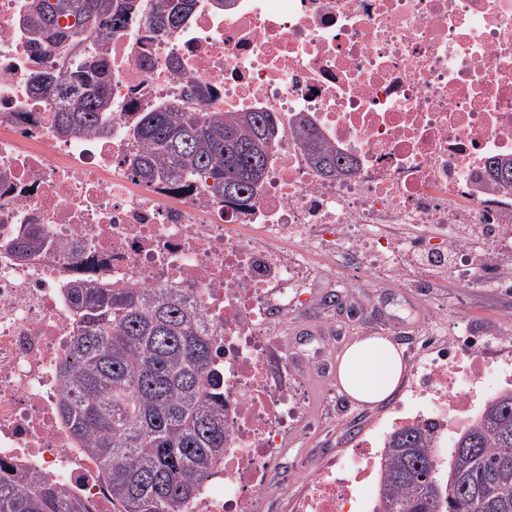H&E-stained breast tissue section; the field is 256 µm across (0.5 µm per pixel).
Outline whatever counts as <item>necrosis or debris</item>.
Returning a JSON list of instances; mask_svg holds the SVG:
<instances>
[{"label":"necrosis or debris","mask_w":512,"mask_h":512,"mask_svg":"<svg viewBox=\"0 0 512 512\" xmlns=\"http://www.w3.org/2000/svg\"><path fill=\"white\" fill-rule=\"evenodd\" d=\"M140 17L104 34L110 132L60 136L55 106L29 87L37 71L67 72L69 47L34 50L22 23L34 0H0V479L61 483L85 512H113L97 461L61 418L57 382L78 323L68 288L79 276L115 288H175L200 308L224 384V455L184 512H387L381 450L395 429L426 425L439 464L481 406L512 389V354L480 339L437 346L373 435L348 453L307 461L291 486L272 473L308 410L278 320L313 269L366 255L395 268L409 251L452 254L470 286V255L512 264V193L483 186L487 161L512 159V0H193L168 33ZM206 85L207 112H272L280 132L246 210L208 180L145 185L132 175L137 113L180 104ZM306 120L358 169L322 176L297 124ZM38 226L42 245L10 244ZM419 229L403 236L406 226ZM77 246L71 258L68 246Z\"/></svg>","instance_id":"necrosis-or-debris-1"}]
</instances>
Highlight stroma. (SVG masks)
<instances>
[{
  "instance_id": "stroma-1",
  "label": "stroma",
  "mask_w": 512,
  "mask_h": 512,
  "mask_svg": "<svg viewBox=\"0 0 512 512\" xmlns=\"http://www.w3.org/2000/svg\"><path fill=\"white\" fill-rule=\"evenodd\" d=\"M362 255L347 257L336 270L313 278L306 288V302L283 315L289 335L304 339L315 325H326V336L335 352L369 336L389 338L402 352L410 382L414 360L433 344H453L447 335L450 321L460 319L469 328L485 333L488 351L512 350V265L498 266L493 288H468L453 268L441 270L435 282L422 285L415 276L400 279L394 270L382 268L378 277L363 272ZM312 421L319 433L317 443L307 448L310 457L339 454L361 438L368 419L383 413L393 398L369 405L366 415L334 418V396L322 381L306 382Z\"/></svg>"
}]
</instances>
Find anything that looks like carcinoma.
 Masks as SVG:
<instances>
[{"label":"carcinoma","instance_id":"cac0c4a2","mask_svg":"<svg viewBox=\"0 0 512 512\" xmlns=\"http://www.w3.org/2000/svg\"><path fill=\"white\" fill-rule=\"evenodd\" d=\"M193 0L163 3L146 18L157 32L177 27ZM135 0H37L23 20L43 42L73 37L60 20L71 17L83 34L69 72H37L32 91L56 102V129L67 137L108 132L109 65L100 34L126 27ZM311 164L324 176L351 175L354 161L322 144L301 124ZM277 132L272 112H197L169 105L138 113L130 129L139 150V181L211 180L215 194L239 208L250 205ZM485 185L512 187V159L486 167ZM41 245L39 230L20 239L21 255ZM79 323L58 370L59 411L75 439L96 458L118 512H181L224 455V387L212 366L211 342L200 311L173 288L101 287L88 280L68 288ZM426 426L393 431L384 448L380 489L387 512H512V389L488 401L437 466ZM0 512H83L61 485L37 478L0 480Z\"/></svg>","mask_w":512,"mask_h":512}]
</instances>
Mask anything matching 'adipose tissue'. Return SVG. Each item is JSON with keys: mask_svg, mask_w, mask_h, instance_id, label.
I'll use <instances>...</instances> for the list:
<instances>
[{"mask_svg": "<svg viewBox=\"0 0 512 512\" xmlns=\"http://www.w3.org/2000/svg\"><path fill=\"white\" fill-rule=\"evenodd\" d=\"M403 373L400 351L387 338L371 336L354 342L339 357L338 381L343 390L363 404L389 397Z\"/></svg>", "mask_w": 512, "mask_h": 512, "instance_id": "ef3b65f1", "label": "adipose tissue"}]
</instances>
